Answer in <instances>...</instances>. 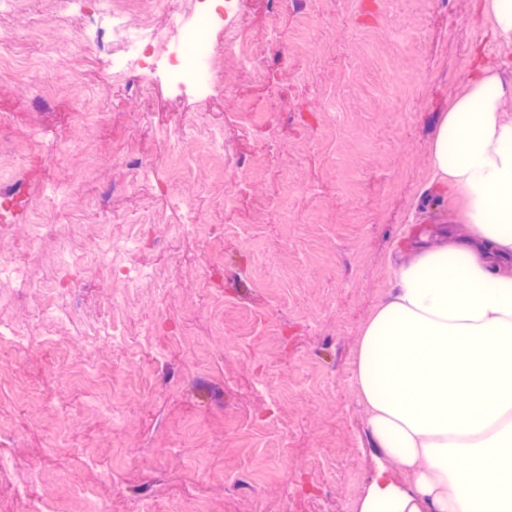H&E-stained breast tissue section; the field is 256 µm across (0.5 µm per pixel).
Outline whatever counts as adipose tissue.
Segmentation results:
<instances>
[{"mask_svg": "<svg viewBox=\"0 0 512 512\" xmlns=\"http://www.w3.org/2000/svg\"><path fill=\"white\" fill-rule=\"evenodd\" d=\"M510 96L485 69L449 101L430 163L467 236L399 264L361 332L355 383L375 454L355 512H512Z\"/></svg>", "mask_w": 512, "mask_h": 512, "instance_id": "1", "label": "adipose tissue"}]
</instances>
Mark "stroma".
I'll return each mask as SVG.
<instances>
[{
  "label": "stroma",
  "instance_id": "obj_1",
  "mask_svg": "<svg viewBox=\"0 0 512 512\" xmlns=\"http://www.w3.org/2000/svg\"><path fill=\"white\" fill-rule=\"evenodd\" d=\"M488 0H242L224 32L256 43L264 78L238 57L205 109L156 85L140 101L82 38L78 14L50 0H19L0 14L18 55L41 61L27 84L0 75V113L11 127L0 150L18 153L0 187L45 184L60 194L35 217L27 201L0 233V255L50 289L60 277L42 258L72 244L76 256L107 252L113 236L144 219L134 260L160 271L166 291L117 294L105 269L75 290L80 318L53 327L41 302L0 286V322L31 342L0 380V512H23L11 488L33 476L32 503H72L93 488L101 512H354L373 453L354 383L360 333L388 296L392 270L422 242L440 243L456 199L432 179L429 157L449 99L467 77L495 67L512 81V51L491 31ZM108 106L79 109L68 91ZM57 83L53 100L36 94ZM149 129L133 124L141 109ZM223 134L226 167L204 161L191 123ZM190 155L178 181L157 163ZM95 155L92 189L73 185ZM186 194L222 243L180 230L172 194ZM48 224L35 235V222ZM115 320L131 347L88 345L87 318ZM64 335L63 358L46 339ZM93 361L118 391L77 387L73 367ZM63 447H53L56 436Z\"/></svg>",
  "mask_w": 512,
  "mask_h": 512
}]
</instances>
